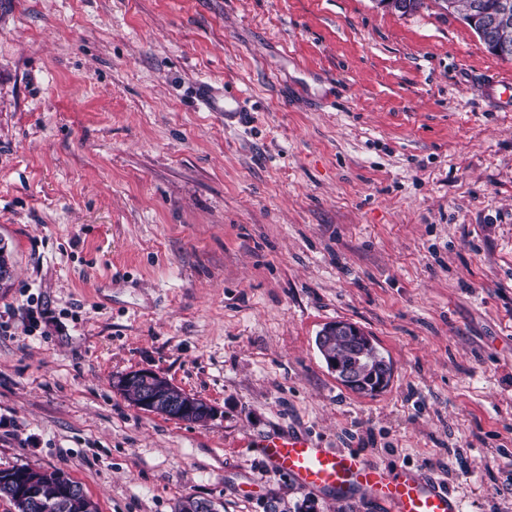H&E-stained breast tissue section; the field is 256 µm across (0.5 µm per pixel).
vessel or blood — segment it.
I'll list each match as a JSON object with an SVG mask.
<instances>
[{
	"label": "vessel or blood",
	"mask_w": 512,
	"mask_h": 512,
	"mask_svg": "<svg viewBox=\"0 0 512 512\" xmlns=\"http://www.w3.org/2000/svg\"><path fill=\"white\" fill-rule=\"evenodd\" d=\"M486 96L501 110L512 108V81L491 79ZM202 105L212 112H241L245 98L235 90H206ZM256 452L268 468L301 488L360 493L390 505L392 512H462L460 502L441 483L404 469H389L357 449L333 451L305 432L271 435L258 440Z\"/></svg>",
	"instance_id": "1"
}]
</instances>
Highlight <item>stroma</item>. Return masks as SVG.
<instances>
[{"instance_id": "35a3bbf8", "label": "stroma", "mask_w": 512, "mask_h": 512, "mask_svg": "<svg viewBox=\"0 0 512 512\" xmlns=\"http://www.w3.org/2000/svg\"><path fill=\"white\" fill-rule=\"evenodd\" d=\"M511 78L437 0H0V469L98 512H384L272 474L307 432L512 512ZM246 94L209 112L197 86ZM345 321L393 376L354 392ZM148 368L218 409L144 412ZM486 96L499 105L501 111L508 112L512 106V81L510 79H491L484 85ZM361 333L362 330L354 324L344 321H342V323L333 322L321 332L319 340L320 342H323L326 338H332L333 336L340 334L350 338L357 336L358 339L361 336ZM324 346L328 355L333 357L327 358L325 360L326 364L328 368L336 374L337 380L351 390H358L363 381L366 385L370 386L371 389L367 392H358L366 394L374 393V385L379 383L380 374L382 373L378 370L380 361L377 360L376 356H371L370 352L364 354L360 346H358L357 349L353 348L350 345V342H348L343 336H336L331 340L326 341ZM336 360L351 364L361 361L363 367L362 370L359 368L360 362L354 365L343 366ZM367 366L370 367L367 368ZM361 371H363L364 374L362 381Z\"/></svg>"}]
</instances>
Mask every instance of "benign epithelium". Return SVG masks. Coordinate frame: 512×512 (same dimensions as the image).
<instances>
[{
  "mask_svg": "<svg viewBox=\"0 0 512 512\" xmlns=\"http://www.w3.org/2000/svg\"><path fill=\"white\" fill-rule=\"evenodd\" d=\"M512 28V13L495 15L482 23L479 33L488 46L496 53L508 50L509 40L505 32ZM362 330L351 323L333 322L320 334L319 340L325 341L336 335L348 337L361 336ZM328 368L336 374L344 386L356 390L362 385L359 365L343 366L334 358L326 359ZM112 388L123 393L131 388L138 389L140 400L138 407L149 413L171 420L204 424L217 413V408L205 397L188 393L168 379L150 369L130 370L112 382ZM47 482L57 488V497L46 499L39 492L40 483ZM0 488L12 498L16 512H51L62 506L77 509L85 496L84 489L72 483L62 472L43 471L38 476L20 484L13 472L0 473ZM178 512H221L219 506L211 501L187 498L182 501Z\"/></svg>",
  "mask_w": 512,
  "mask_h": 512,
  "instance_id": "1",
  "label": "benign epithelium"
}]
</instances>
